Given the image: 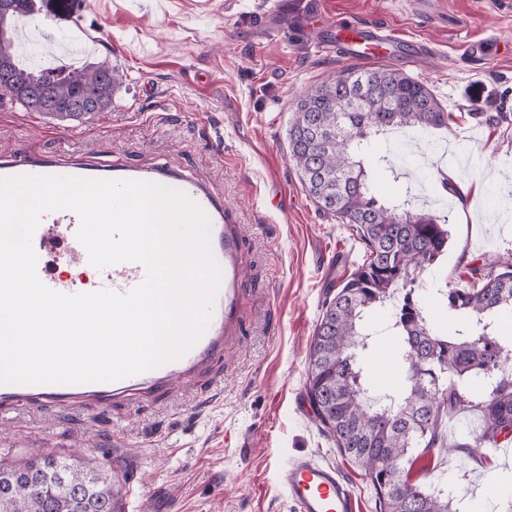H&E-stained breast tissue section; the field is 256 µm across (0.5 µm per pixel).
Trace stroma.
<instances>
[{
    "mask_svg": "<svg viewBox=\"0 0 512 512\" xmlns=\"http://www.w3.org/2000/svg\"><path fill=\"white\" fill-rule=\"evenodd\" d=\"M76 18L39 16L49 38L97 39L86 60L123 78L111 111L60 122L0 99V152L68 151L101 166L160 162L206 184L234 210L244 247L241 331L224 358L170 392L92 415L15 411L0 420V458L33 454L40 439L61 455L112 471L122 512H295L277 471L313 455L348 481L355 512H376L363 471L322 433L304 399L307 359L329 282L348 275L364 249L320 211L288 155L292 112L309 88L346 67L319 44L336 22L379 25L411 50L410 67L457 121L424 134L406 166L427 210L446 220L448 254L424 276L427 315L455 328L439 294L471 267L512 256V0H77ZM497 43L484 56L471 43ZM455 167L461 197L438 177ZM479 415L447 416L450 447L411 469L444 475L456 512H504L512 457L469 454ZM501 494L489 497V482Z\"/></svg>",
    "mask_w": 512,
    "mask_h": 512,
    "instance_id": "35a3bbf8",
    "label": "stroma"
}]
</instances>
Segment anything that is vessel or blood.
Here are the masks:
<instances>
[{"mask_svg":"<svg viewBox=\"0 0 512 512\" xmlns=\"http://www.w3.org/2000/svg\"><path fill=\"white\" fill-rule=\"evenodd\" d=\"M331 49L365 64L387 59V47L394 36L374 25L335 24ZM39 175L71 176L96 179H132L157 183L181 190L204 210L211 223V247L222 271L221 287L211 320L200 339L181 358L144 373L114 382L85 384H0V408L29 411L73 410L88 404L106 408L132 401L150 393L163 394L179 382L191 380L198 373L223 359L228 337L239 331V306L243 295L240 255L243 233L233 212L214 197L203 183L189 180L168 163L144 169L125 165L98 169L78 156L34 157L15 152L0 157V178ZM78 215L70 210L54 212L51 220H40L32 237L37 255L39 279L52 290L87 293L108 289L126 293L144 282L147 272L142 264L121 262L104 269H91L88 254L76 238ZM63 257L65 263L90 269L91 275L75 280L53 274L50 260ZM280 488L296 512H353L354 497L336 467L303 456L292 459L278 471Z\"/></svg>","mask_w":512,"mask_h":512,"instance_id":"obj_1","label":"vessel or blood"}]
</instances>
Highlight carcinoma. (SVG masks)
<instances>
[{
	"mask_svg": "<svg viewBox=\"0 0 512 512\" xmlns=\"http://www.w3.org/2000/svg\"><path fill=\"white\" fill-rule=\"evenodd\" d=\"M30 2L5 0L0 8V96L61 121L111 110L122 75L107 63L18 64L4 25L28 13ZM451 119L418 78L386 66L346 67L298 101L288 129L289 158L306 191L365 251L362 264L327 287L308 347L305 400L340 454L371 482L379 512H453L441 480L412 482L406 471L414 449L442 451L443 415H481L475 448L512 442V336L498 331L512 313V262L472 267L467 285L445 293L463 328L450 334L429 322L420 279L448 252V225L408 199H380L356 156L391 129L447 131ZM377 310L387 314L392 362L403 375L395 392L375 388L362 366L372 339L367 320ZM118 493L111 475L62 456L0 461V512H119Z\"/></svg>",
	"mask_w": 512,
	"mask_h": 512,
	"instance_id": "obj_1",
	"label": "carcinoma"
}]
</instances>
